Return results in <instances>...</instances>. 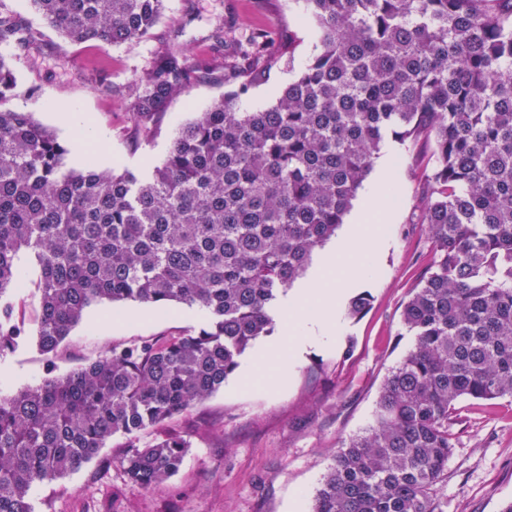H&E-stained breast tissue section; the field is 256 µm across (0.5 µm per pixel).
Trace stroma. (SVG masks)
Returning <instances> with one entry per match:
<instances>
[{
  "mask_svg": "<svg viewBox=\"0 0 512 512\" xmlns=\"http://www.w3.org/2000/svg\"><path fill=\"white\" fill-rule=\"evenodd\" d=\"M0 15L35 37L27 49H0L16 77L0 105L32 113L53 130L75 166L81 163L75 126L101 133L102 170L116 159L135 171L160 165L178 128L238 88L224 67L237 41L251 32L269 31L270 52L289 45L293 60L269 68L240 96L239 107L248 112L274 104L319 46L303 0H165L149 37L114 46L64 39L29 0H0ZM172 46L189 62H209L212 74L192 81L159 119L154 140L142 144L128 110L132 88ZM433 163L430 139L401 142L386 134L367 180L383 177L397 186L389 202L396 219L378 227L390 244L371 276L346 292L350 298L368 294L367 310L355 318L342 315L332 342L308 345L287 380L271 382L266 369L262 381L248 382L261 349L286 335L284 317L276 316L273 332L241 356L223 388L170 422V430L190 444L177 475L150 491L131 486L112 462L126 447L116 436L79 470L36 485L34 512H311L338 448L372 423L384 378L412 343L401 314L436 260L420 222ZM205 321L195 307L91 306L52 358L26 342L0 356V394L78 370L115 347L197 332ZM448 431L454 449L438 486L439 512H501L512 502V399L460 400Z\"/></svg>",
  "mask_w": 512,
  "mask_h": 512,
  "instance_id": "obj_1",
  "label": "stroma"
}]
</instances>
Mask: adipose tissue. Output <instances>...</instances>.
Returning <instances> with one entry per match:
<instances>
[{
  "mask_svg": "<svg viewBox=\"0 0 512 512\" xmlns=\"http://www.w3.org/2000/svg\"><path fill=\"white\" fill-rule=\"evenodd\" d=\"M385 245L384 236L369 233L360 223L346 246L325 256L319 273L292 300L293 350L330 341L338 334V309L344 288L370 276L369 263L377 258Z\"/></svg>",
  "mask_w": 512,
  "mask_h": 512,
  "instance_id": "obj_1",
  "label": "adipose tissue"
}]
</instances>
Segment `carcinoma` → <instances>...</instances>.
<instances>
[{
  "mask_svg": "<svg viewBox=\"0 0 512 512\" xmlns=\"http://www.w3.org/2000/svg\"><path fill=\"white\" fill-rule=\"evenodd\" d=\"M74 43L147 36L163 0H30ZM319 52L272 106L227 92L174 135L148 173L71 168L54 131L0 109V353L25 330L10 293L37 275L32 337L49 356L87 308L197 306L198 332L113 348L85 367L0 395V512H33L34 484L61 479L116 435L132 485L181 468L188 442L138 435L224 387L275 325L279 296L336 234L384 133L429 135L436 165L421 223L436 261L405 303L414 342L386 375L373 424L344 442L312 512H437L462 398H512V0H304ZM32 34L0 18V44ZM267 35L252 34L248 67ZM209 71L168 48L133 88L139 141ZM14 75L0 55V101Z\"/></svg>",
  "mask_w": 512,
  "mask_h": 512,
  "instance_id": "1",
  "label": "carcinoma"
}]
</instances>
